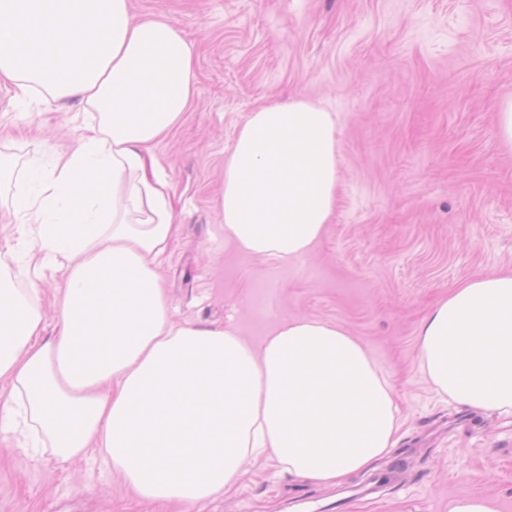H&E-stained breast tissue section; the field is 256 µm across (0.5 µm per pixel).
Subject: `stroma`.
<instances>
[{
	"mask_svg": "<svg viewBox=\"0 0 512 512\" xmlns=\"http://www.w3.org/2000/svg\"><path fill=\"white\" fill-rule=\"evenodd\" d=\"M194 45L193 106L154 152L179 230L160 267L179 323L218 322L260 345L298 316L344 325L396 393L399 430L368 471L301 482L248 461L240 484L195 512H448L496 498L512 512V415L443 400L417 370L428 309L462 280L512 268V150L493 131L512 97V0H130ZM303 97L336 114L339 188L321 243L270 261L225 240L224 158L257 107ZM76 108L21 103L0 83V153L49 162L78 134ZM0 209V272L54 327L61 272L27 263ZM0 512H181L137 497L99 453L63 463L0 436ZM448 512H499V504L494 498L474 495L451 501Z\"/></svg>",
	"mask_w": 512,
	"mask_h": 512,
	"instance_id": "1",
	"label": "stroma"
}]
</instances>
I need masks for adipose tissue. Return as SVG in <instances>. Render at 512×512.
<instances>
[{
	"instance_id": "adipose-tissue-1",
	"label": "adipose tissue",
	"mask_w": 512,
	"mask_h": 512,
	"mask_svg": "<svg viewBox=\"0 0 512 512\" xmlns=\"http://www.w3.org/2000/svg\"><path fill=\"white\" fill-rule=\"evenodd\" d=\"M196 60L130 0H0V82L95 113L69 150L27 164L9 211L35 225L43 267L69 265L47 336L0 281V432L25 424L62 460L101 448L139 497L185 507L229 491L246 459L338 484L398 430L395 392L341 324L282 321L260 347L177 324L158 267L178 230L151 151L189 111ZM336 116L295 99L251 112L224 160V236L273 261L306 256L337 204ZM420 373L441 395L512 414V270L469 278L427 312Z\"/></svg>"
}]
</instances>
